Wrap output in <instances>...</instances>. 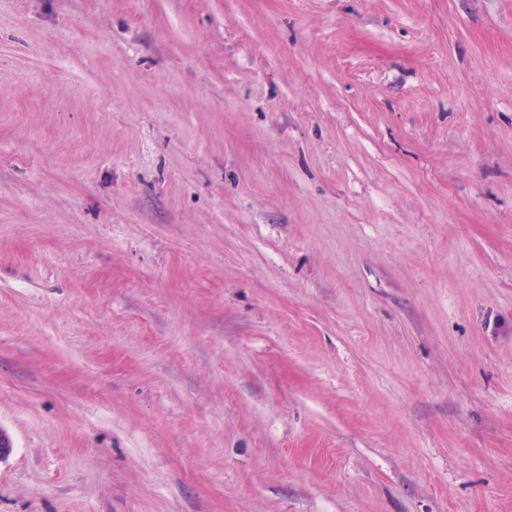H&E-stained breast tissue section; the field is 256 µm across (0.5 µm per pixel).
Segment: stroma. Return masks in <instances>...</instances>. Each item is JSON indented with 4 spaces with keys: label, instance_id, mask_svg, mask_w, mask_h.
<instances>
[{
    "label": "stroma",
    "instance_id": "1",
    "mask_svg": "<svg viewBox=\"0 0 512 512\" xmlns=\"http://www.w3.org/2000/svg\"><path fill=\"white\" fill-rule=\"evenodd\" d=\"M0 512H512V0H0Z\"/></svg>",
    "mask_w": 512,
    "mask_h": 512
}]
</instances>
